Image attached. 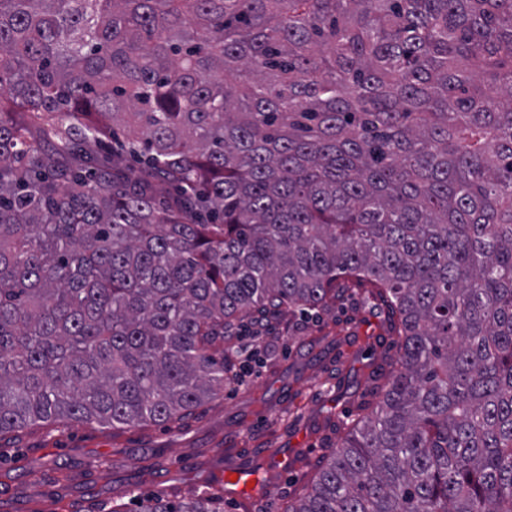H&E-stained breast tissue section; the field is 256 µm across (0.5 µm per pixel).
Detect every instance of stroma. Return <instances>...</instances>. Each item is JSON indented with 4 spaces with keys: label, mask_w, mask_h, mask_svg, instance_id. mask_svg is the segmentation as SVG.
<instances>
[{
    "label": "stroma",
    "mask_w": 512,
    "mask_h": 512,
    "mask_svg": "<svg viewBox=\"0 0 512 512\" xmlns=\"http://www.w3.org/2000/svg\"><path fill=\"white\" fill-rule=\"evenodd\" d=\"M260 342L252 378L228 384L179 425L72 421L0 442V512H112L118 498L135 512L137 497L175 500L207 477L223 483L224 512H284L367 398L392 340L384 311L356 294L297 317L291 331L272 324ZM239 467L260 480L245 501L223 481Z\"/></svg>",
    "instance_id": "obj_1"
}]
</instances>
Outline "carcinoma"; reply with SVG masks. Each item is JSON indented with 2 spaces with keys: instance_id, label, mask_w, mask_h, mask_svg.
<instances>
[{
  "instance_id": "obj_1",
  "label": "carcinoma",
  "mask_w": 512,
  "mask_h": 512,
  "mask_svg": "<svg viewBox=\"0 0 512 512\" xmlns=\"http://www.w3.org/2000/svg\"><path fill=\"white\" fill-rule=\"evenodd\" d=\"M356 286L398 367L286 512H512V0H0V440Z\"/></svg>"
}]
</instances>
